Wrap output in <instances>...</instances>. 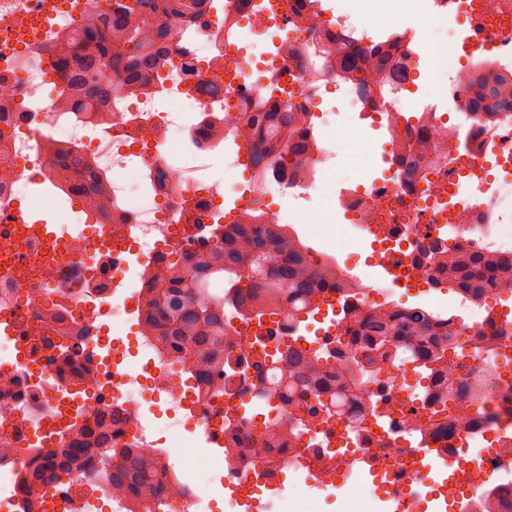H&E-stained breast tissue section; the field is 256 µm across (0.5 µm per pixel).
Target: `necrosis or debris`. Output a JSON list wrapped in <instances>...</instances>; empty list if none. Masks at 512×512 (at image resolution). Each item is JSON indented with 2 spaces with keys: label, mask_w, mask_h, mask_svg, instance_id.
I'll list each match as a JSON object with an SVG mask.
<instances>
[{
  "label": "necrosis or debris",
  "mask_w": 512,
  "mask_h": 512,
  "mask_svg": "<svg viewBox=\"0 0 512 512\" xmlns=\"http://www.w3.org/2000/svg\"><path fill=\"white\" fill-rule=\"evenodd\" d=\"M41 2L0 0V25H9L0 28V446L10 449L0 456V512H91L104 498L112 512H129L127 496L101 481L94 449L46 483L27 487L21 477L47 466L45 449L62 447L72 423L89 432L104 414L115 447L152 450L155 426L142 407L150 393L194 417L200 445L222 428L231 457L206 461L223 473L231 512H244L250 486L272 512L287 468L334 471L337 487L352 497L348 479L358 457L376 463L384 495L403 512H418L431 494L459 512H484L492 489H511L512 477L500 475L503 457H512V371L501 368L512 360L511 309L459 297L466 345L453 376L486 387L479 398L459 400L456 419L440 414L438 381L420 376V357L401 337L360 376L353 402L299 423L266 407L262 394L277 353L307 342L289 335L282 316L235 322L224 344V387L216 390L173 372L127 295L163 287L174 262L191 268L211 228L224 221L225 195H234L236 217L264 224L279 218L267 203L272 194L308 200L317 191L332 156L324 140L304 174L290 158L251 169L246 184L207 172L215 157L233 170L243 166L250 144L235 132L268 85L275 102L297 112H316L325 97L340 96L347 111L386 133L384 177L359 174L340 186L334 203L294 212L310 236L346 218L348 235L375 263L399 270L394 288L428 294L444 290L435 249L512 252V227L503 220L512 193V108L487 116L469 108L475 72L512 75V0H353L338 11L320 0H221L196 18L174 19L167 62L149 90L132 98L114 93L92 139L84 117L58 111L43 87L63 34L89 14H111L112 0H57L40 29ZM459 20L463 35L447 34ZM32 28L31 44L10 37ZM382 42L403 79L379 89L343 77L337 61L344 52L359 50L367 77L377 66L370 50ZM418 76L424 99L405 108L402 94ZM50 143L94 158L77 185L60 183L48 162ZM40 200L54 227L49 240L15 218ZM381 293L373 282L333 291L331 310L315 315L318 347H362L348 316L366 317ZM117 315L133 323V336L112 332ZM282 424L286 437L264 447L263 429ZM433 445L455 463L434 489L421 472L422 451ZM187 466L172 446L166 468L177 488L163 493L164 512H203L211 488Z\"/></svg>",
  "instance_id": "4bbe7bcc"
}]
</instances>
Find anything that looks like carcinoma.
<instances>
[{"label":"carcinoma","instance_id":"carcinoma-1","mask_svg":"<svg viewBox=\"0 0 512 512\" xmlns=\"http://www.w3.org/2000/svg\"><path fill=\"white\" fill-rule=\"evenodd\" d=\"M204 0H124L108 19L92 22L62 39L64 55L56 61L63 85L56 101L67 112H97L112 105V84L100 79L103 71L116 73L118 89L126 95L146 91L148 76L161 67L159 53L168 37L165 15L182 17L201 12ZM478 93L472 104L478 112H495L512 97V83L476 79ZM307 113L288 109L251 112L245 128L252 142L251 164L263 169L275 166L283 156L310 160L316 142L308 138ZM62 163L61 177L73 170L78 159L67 149H49ZM305 246L288 233L283 224L224 225L222 237L206 245L193 261V274L181 268L167 278L168 287L144 299V319L160 349L188 359L192 372L212 382L224 377V307L215 306L202 291L213 274H226L238 292L236 315L261 319L281 313L288 330L299 333L317 311L323 293L336 287V274L317 272L303 260ZM448 269V289L480 301L496 283L497 276L512 273V253L471 255L460 261L444 259ZM355 329L370 336L369 348L350 358L340 351L328 357L305 353L288 345L280 353L279 376L269 394L280 408H291V417L302 408H293L291 394L311 382L335 378L344 388L377 363L400 336H405L425 356L424 375L443 377V406L455 409L457 389L446 376L452 363L449 353L458 349L452 320L441 321L422 307L377 313L360 320ZM86 437L77 426L69 446L51 448L48 458L55 469L66 473L85 450ZM100 457L107 482L126 489L130 512H142L145 505L156 510L158 468L162 458L153 452H129L112 446V428L102 427Z\"/></svg>","mask_w":512,"mask_h":512}]
</instances>
